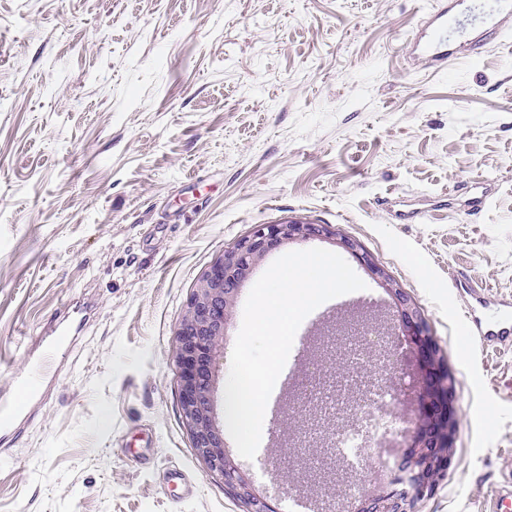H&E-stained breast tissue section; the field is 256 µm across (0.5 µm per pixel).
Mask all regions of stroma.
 <instances>
[{"label":"stroma","mask_w":512,"mask_h":512,"mask_svg":"<svg viewBox=\"0 0 512 512\" xmlns=\"http://www.w3.org/2000/svg\"><path fill=\"white\" fill-rule=\"evenodd\" d=\"M430 4L0 0V392L87 310L67 368L0 442V512H246L191 446L173 335L218 254L298 216L363 243L456 377L455 457L417 512H485L512 479V347L472 350L459 310L470 288L512 298V34L434 67L407 47ZM352 298L295 338L239 461L277 512L343 502L329 431L365 377L344 342L398 331L376 281ZM413 373L372 361L401 446Z\"/></svg>","instance_id":"obj_1"}]
</instances>
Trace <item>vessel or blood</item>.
Returning a JSON list of instances; mask_svg holds the SVG:
<instances>
[{"label": "vessel or blood", "mask_w": 512, "mask_h": 512, "mask_svg": "<svg viewBox=\"0 0 512 512\" xmlns=\"http://www.w3.org/2000/svg\"><path fill=\"white\" fill-rule=\"evenodd\" d=\"M451 0H440L437 8L427 17L423 26L412 36L409 48L414 53L427 54L435 64H443L457 57L458 52L446 37L448 25L453 19ZM512 31V0H498L488 15L483 30L475 37L470 50H477L485 39ZM470 303L462 310L467 334L473 345L508 346L512 344V304L495 300L481 289H470ZM68 331L47 343L37 361L38 370L30 376L17 378V394L0 399V435L16 433V422L24 414L28 402L33 401L43 381L54 378L61 366L63 351L69 344Z\"/></svg>", "instance_id": "b4317fda"}]
</instances>
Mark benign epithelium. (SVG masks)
Masks as SVG:
<instances>
[{
  "label": "benign epithelium",
  "mask_w": 512,
  "mask_h": 512,
  "mask_svg": "<svg viewBox=\"0 0 512 512\" xmlns=\"http://www.w3.org/2000/svg\"><path fill=\"white\" fill-rule=\"evenodd\" d=\"M328 239L351 254L390 296L399 317L398 336L417 362L421 410L413 421L411 443L399 456L397 489L385 484L361 512H414L415 501L431 494L446 477L456 451L459 410L447 358L417 302L378 263L364 245L330 224L292 218L256 224L197 277L174 333L180 415L207 473L224 491L245 498L248 512H275L254 493L246 473L224 450L223 427L214 412L212 361L224 348V330L234 316L240 284L272 250L288 243Z\"/></svg>",
  "instance_id": "7a95c632"
}]
</instances>
